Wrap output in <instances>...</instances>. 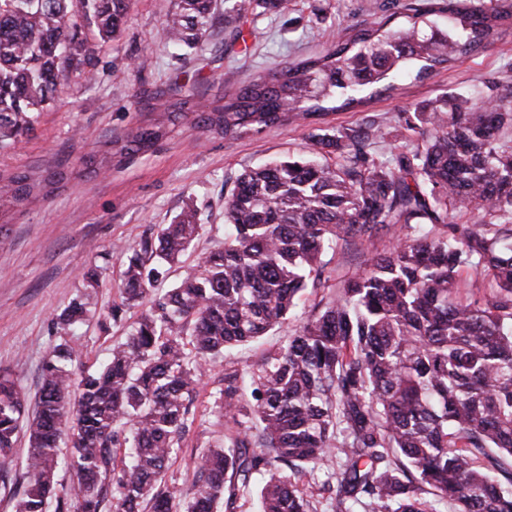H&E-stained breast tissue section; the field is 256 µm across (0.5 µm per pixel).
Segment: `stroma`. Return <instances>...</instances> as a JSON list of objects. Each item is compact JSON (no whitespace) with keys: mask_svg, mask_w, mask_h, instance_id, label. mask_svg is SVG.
<instances>
[{"mask_svg":"<svg viewBox=\"0 0 512 512\" xmlns=\"http://www.w3.org/2000/svg\"><path fill=\"white\" fill-rule=\"evenodd\" d=\"M177 0H131L118 40L104 45L94 72L71 77L14 144L0 148V179L18 171L41 178L65 163L68 180L53 193L33 199L9 216L10 233L0 240V372L16 382L28 405H35L41 365L53 345L70 340L78 351L73 373L100 367L113 342L128 336L142 309H130L112 323L109 312L122 286V274L144 231L177 221L187 207L197 211L201 229L191 248L173 265L158 291L172 288L199 259L224 242V196L245 169L299 156L309 144L311 125L285 122L255 134L229 138L182 121L158 145L132 156L111 154L95 172L81 159L108 152L135 125L152 119L153 108L174 84L213 100L235 92L265 70L323 55L332 40L348 38L359 25L386 19L391 0H290L281 14L255 18L244 38L231 42L236 13L220 14L200 49L168 46L162 30ZM512 92V30L497 35L467 57L408 80L391 96L327 115L324 128H350L374 122L369 150L381 159L423 149L425 125L398 126L400 112H429L444 99ZM109 153V152H108ZM387 241L328 252L325 274L331 285L366 269ZM324 296L306 290L293 314L258 341L225 352L222 363L205 367L196 402L197 420L177 449L165 484L184 495L197 479L199 455L223 445L228 426L219 401L228 373L256 367L281 345ZM87 301L83 319L71 326L56 317L75 298ZM28 435L19 432L8 478L0 482V512H15L24 481Z\"/></svg>","mask_w":512,"mask_h":512,"instance_id":"1","label":"stroma"}]
</instances>
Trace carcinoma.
Listing matches in <instances>:
<instances>
[{
    "label": "carcinoma",
    "mask_w": 512,
    "mask_h": 512,
    "mask_svg": "<svg viewBox=\"0 0 512 512\" xmlns=\"http://www.w3.org/2000/svg\"><path fill=\"white\" fill-rule=\"evenodd\" d=\"M262 12L288 0H240ZM214 0H178L164 36L196 49L214 21ZM129 0H0V146L28 130L69 74L92 73L93 28L114 39ZM396 29L366 26L326 53L268 69L209 102L174 106L224 136L258 133L290 117L317 121L361 103L357 94L395 86L408 65L470 55L512 29V4L425 0L402 6ZM448 16L439 28L433 17ZM68 32L66 53L57 41ZM431 128L421 151L384 162L368 150L373 128L315 133L303 156L244 170L224 198V247L202 257L178 285L155 293L188 251L199 224L188 209L144 234L128 258L110 318L145 302L131 332L112 344L102 369L78 380L63 339L44 360L36 409L0 373V468L26 423V482L16 512H237L232 480H262L261 512H309L296 476L324 472L331 512H433L424 494L457 512H512V95L465 98L454 111L398 115ZM165 134L162 121L128 129L120 151L138 153ZM64 179L25 172L0 183V217ZM477 213L472 224L455 219ZM384 237L391 246L315 307L256 368L224 375L220 392L231 434L197 461L199 480L178 499L159 478L196 419L203 366L287 319L299 294L327 288L323 254ZM471 268L493 288L462 301ZM73 301L57 320L83 319ZM77 482L60 486V444Z\"/></svg>",
    "instance_id": "cac0c4a2"
}]
</instances>
